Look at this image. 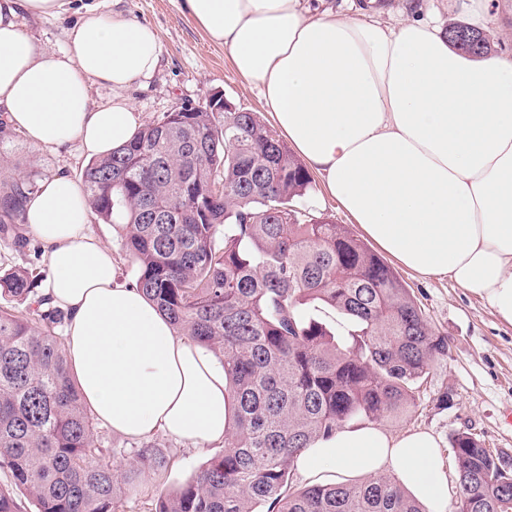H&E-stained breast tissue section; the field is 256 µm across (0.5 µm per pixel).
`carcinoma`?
<instances>
[{
    "label": "carcinoma",
    "instance_id": "1",
    "mask_svg": "<svg viewBox=\"0 0 512 512\" xmlns=\"http://www.w3.org/2000/svg\"><path fill=\"white\" fill-rule=\"evenodd\" d=\"M446 37L488 54L468 26ZM20 138L0 121V233L39 259L22 232L37 172L8 167ZM81 181L94 215L120 230L137 288L177 335L224 361L234 410L224 449L150 512H422L393 476L292 486L297 457L316 439L418 408L448 337L349 228L295 208L312 177L257 113L223 107L213 92L89 161ZM34 265L0 268V472L9 478L0 512H20L17 490L36 512H124L121 487L144 469L165 471L169 456L144 442L140 466L116 475L118 449L70 378L67 315L38 293ZM308 306L344 318L345 333ZM452 448L463 491L454 512H512V469L467 430Z\"/></svg>",
    "mask_w": 512,
    "mask_h": 512
}]
</instances>
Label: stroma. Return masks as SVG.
Segmentation results:
<instances>
[{"label":"stroma","instance_id":"1","mask_svg":"<svg viewBox=\"0 0 512 512\" xmlns=\"http://www.w3.org/2000/svg\"><path fill=\"white\" fill-rule=\"evenodd\" d=\"M119 11L151 25L161 44L160 65L146 86L132 85L127 97L143 122H151L181 106L202 102L218 91L245 109L262 112L256 89L236 74L227 51L209 40L184 11L182 0H119ZM491 17L482 34L497 56H512V0H490ZM35 158L40 178L58 170L80 177L87 163L79 150L64 153L33 151L22 145L14 157L19 167ZM397 274L420 302L432 326L448 338V356L438 361L420 388V405L401 417L381 420L392 435L426 430L440 441L451 490L459 481L451 441L468 429L486 448L512 455V425L503 414L512 410V324L496 317L474 295L464 293L447 279L425 280L407 269ZM156 442L170 451L162 476L145 472L123 497L127 512H149L163 490L188 481L206 460V453L183 449L172 439L156 435Z\"/></svg>","mask_w":512,"mask_h":512}]
</instances>
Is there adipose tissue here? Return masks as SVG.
Wrapping results in <instances>:
<instances>
[{
  "label": "adipose tissue",
  "instance_id": "obj_1",
  "mask_svg": "<svg viewBox=\"0 0 512 512\" xmlns=\"http://www.w3.org/2000/svg\"><path fill=\"white\" fill-rule=\"evenodd\" d=\"M77 9L68 47L38 44L30 19ZM199 28L258 88L273 122L364 235L423 278L445 277L512 324V59L469 57L423 19L356 18L308 0H184ZM148 25L107 0H0V111L37 150L79 143L103 157L129 142L139 114L124 89L160 63ZM116 95L96 105L93 85ZM43 244L44 293L67 313L70 375L95 419L131 440L161 433L193 450L232 425L224 365L176 335L111 249L89 232L83 185L60 171L27 203ZM440 442L375 425L338 429L297 459L309 484L392 470L427 512H448Z\"/></svg>",
  "mask_w": 512,
  "mask_h": 512
}]
</instances>
